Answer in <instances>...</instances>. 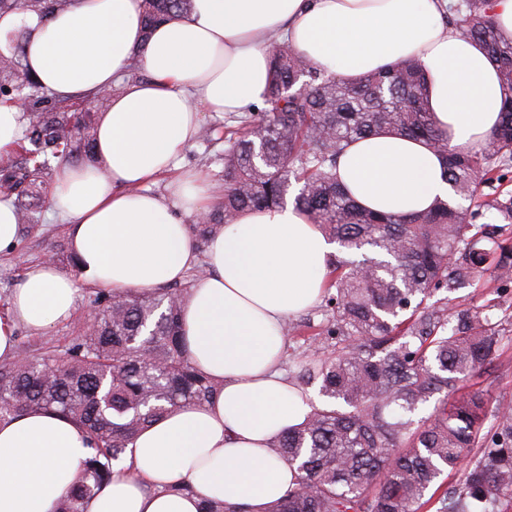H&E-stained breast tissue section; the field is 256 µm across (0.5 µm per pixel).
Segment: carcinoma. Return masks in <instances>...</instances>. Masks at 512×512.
Instances as JSON below:
<instances>
[{
	"instance_id": "obj_1",
	"label": "carcinoma",
	"mask_w": 512,
	"mask_h": 512,
	"mask_svg": "<svg viewBox=\"0 0 512 512\" xmlns=\"http://www.w3.org/2000/svg\"><path fill=\"white\" fill-rule=\"evenodd\" d=\"M72 0H0L3 9L64 10ZM193 0H143L144 27L188 12ZM448 28L496 64L506 90L498 128L480 151L448 147L428 109L427 79L413 57L356 78L308 63L282 41L270 50L263 107L231 115L224 132V200L196 225L198 242L243 212L294 204L339 246L324 295L331 306L320 348L289 354L303 383L319 382L324 403L271 443L298 477L266 512H512V403L490 405L463 391L500 357L501 338L479 320L450 326L448 302L430 299L483 278L512 282V245L498 241L512 224V196L483 198L478 187L512 169V39L491 15V0H451ZM24 40L0 55V102L21 94L30 112L18 161L0 167V197L14 198L20 223L34 222L36 181L51 161L92 155L90 105L60 100L29 79ZM382 132L420 140L445 159L454 196L422 213L394 216L359 205L339 183L338 158L349 143ZM33 148L28 149L24 142ZM492 215V221L474 220ZM153 289L109 290L92 301L94 332L81 327L61 349L26 343L0 361V419L28 411L59 413L87 434L89 455L56 512H84L109 482L112 465L151 423L173 410L209 402L220 383L191 361L180 313L188 288L203 279ZM433 405L426 417L416 412ZM479 450L462 486L443 476Z\"/></svg>"
}]
</instances>
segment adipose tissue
<instances>
[{"label":"adipose tissue","mask_w":512,"mask_h":512,"mask_svg":"<svg viewBox=\"0 0 512 512\" xmlns=\"http://www.w3.org/2000/svg\"><path fill=\"white\" fill-rule=\"evenodd\" d=\"M448 0H194L190 13L144 33L141 0H73L62 11L0 12V54L26 31L27 74L63 98L111 89L96 118L97 166H62L49 200L68 226L73 270L33 263L0 310V359L17 331L72 317L84 287L150 289L208 275L188 290L184 340L195 366L222 387L202 407L174 410L146 428L85 512H200L209 500L265 512L295 473L269 454L300 424L308 395L280 370L281 327L320 298L337 245L295 206L248 211L198 252L187 217L204 214L202 174H173L205 112L262 104L273 39L288 38L312 64L357 77L415 56L428 106L449 143L481 150L505 93L484 51L447 27ZM148 74L131 82V65ZM338 177L370 210L408 215L451 191L445 163L401 135L349 144ZM167 176L166 191L149 185ZM88 455L84 430L44 411L0 420V512H55ZM190 493L171 492L178 482Z\"/></svg>","instance_id":"adipose-tissue-1"}]
</instances>
